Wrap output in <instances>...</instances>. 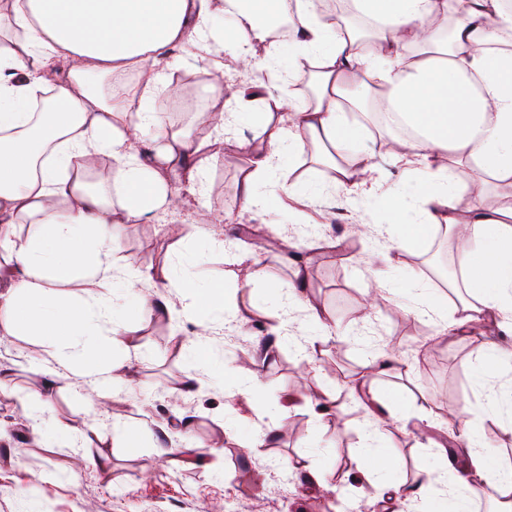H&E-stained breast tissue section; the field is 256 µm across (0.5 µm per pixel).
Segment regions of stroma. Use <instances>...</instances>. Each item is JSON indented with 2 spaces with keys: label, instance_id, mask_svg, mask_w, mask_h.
<instances>
[{
  "label": "stroma",
  "instance_id": "stroma-1",
  "mask_svg": "<svg viewBox=\"0 0 512 512\" xmlns=\"http://www.w3.org/2000/svg\"><path fill=\"white\" fill-rule=\"evenodd\" d=\"M171 79H183L184 97L166 114L168 134L194 125L203 139L213 131L196 123L200 112H219L231 99L235 79H228L224 93L211 96L204 88L207 72L170 68ZM261 129L252 116H242L233 139L210 163L208 192L187 194L180 204L157 212L141 224H118L113 229V257L117 265H134L152 271L143 280L137 297L116 296L121 318L135 320L134 347L116 345L113 360L122 362L126 381L114 393L96 397L80 373L59 367L46 349L23 336L0 335V512H210L229 500H258L263 512H288L296 504L303 512H326V492L338 491L353 499L377 498L379 492L356 468L354 458L365 442L364 414L358 396L378 387L383 391L406 387L413 399L412 413L439 408L449 401L453 412L437 418L436 432L456 441L462 421L456 409L483 398L474 381L475 370L495 342L512 349V334L492 327L489 334L438 335L422 300L399 291L381 307L362 314L378 279L397 282L409 276L424 277L418 261L437 251L444 261L452 254L431 235L416 248H395L388 225L391 214L378 198L361 196L349 203L348 194L327 166L307 164L301 179L318 190L317 197L300 206L298 214L272 211L276 229L291 225L315 227L312 247L273 245L263 257L264 279L238 292L237 315L219 313L210 322L213 359L199 371V389L185 391L182 379L187 360L181 341L194 339V321L171 326L168 317L138 320L137 300L163 297L174 309L184 304L182 289L168 287L161 277L164 267L187 269L201 281L232 279L236 258L252 250L243 229L260 224V217L244 208L239 191L242 144L258 141ZM362 151L373 156L374 168L366 181H398L400 166L380 143L374 125H367ZM221 235L230 247L209 249L212 235ZM304 277L307 297L317 305L322 319L335 335L317 340L312 351L315 371H308L296 357L297 344L307 342L308 317L301 307L289 310L291 343L269 344L260 350L261 333L253 319L264 317L267 300L276 290L287 289ZM395 337V363L378 380L362 381L368 360L383 348L384 337ZM355 382L356 400L317 419V407L298 403L282 418L274 437L255 442L262 428L252 404L228 397L222 386L233 373L258 374L261 398L266 402L304 387L318 397L330 389L331 369ZM38 393L45 406L47 424L62 423L86 439L85 447L47 444L33 434L17 392ZM191 416V434L173 423L175 414ZM123 418L141 429L137 444L125 445L112 431L114 418ZM219 444L221 457L205 448ZM384 445L401 461L402 478L436 466L427 449L418 447L412 431L391 424ZM103 452L106 467L95 466L91 455ZM306 456L312 472H292L290 480H277L268 464L278 466Z\"/></svg>",
  "mask_w": 512,
  "mask_h": 512
}]
</instances>
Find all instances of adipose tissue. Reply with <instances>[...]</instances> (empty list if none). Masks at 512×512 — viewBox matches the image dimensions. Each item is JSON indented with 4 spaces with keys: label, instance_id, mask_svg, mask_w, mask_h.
I'll return each instance as SVG.
<instances>
[{
    "label": "adipose tissue",
    "instance_id": "obj_1",
    "mask_svg": "<svg viewBox=\"0 0 512 512\" xmlns=\"http://www.w3.org/2000/svg\"><path fill=\"white\" fill-rule=\"evenodd\" d=\"M0 31L16 36L0 46V329L28 336L55 361L76 369L91 385L123 382L110 355L111 285L138 288L146 274L112 260V227L140 224L172 202L163 169L183 167L190 193L204 191L210 161L233 135L241 113L257 111L259 143L245 144L240 188L247 210L265 212L283 198L312 200L315 187L289 182L285 158L310 154L322 165L345 160L339 181L348 193L364 191L359 174L370 157L355 146L364 125L348 111L369 109L372 88H382L392 110L416 130L400 140L402 177L416 182L409 200L388 192L397 222L395 247L418 245L443 226L465 233L455 260L465 288L479 300L473 321L512 309V196L495 210L474 205L469 217L456 207L461 171L480 181L512 187V7L506 0H457L454 26L444 19L447 0H354L376 22L374 46L361 51L356 37L320 11L316 0H296L291 53L314 61L312 97L297 103L277 94L276 61L282 44L273 26L283 0H9ZM181 47L180 67H202L223 90L221 53L266 73L258 97L236 95L221 112L214 137L193 140L165 132L154 92L167 85L161 62ZM154 134L152 155L135 145ZM110 160L107 183L92 169ZM277 190L258 195L256 185ZM31 232L18 234L19 223ZM185 309L196 324L224 311L221 284L184 281ZM365 424L369 444L357 465L376 487L436 512L450 491L458 512L474 496L500 499L512 512V468L485 450L482 426L512 420V389L464 407L461 438L465 467H447L407 481L381 450L388 421L425 435L432 413L406 410L401 392L373 393Z\"/></svg>",
    "mask_w": 512,
    "mask_h": 512
}]
</instances>
